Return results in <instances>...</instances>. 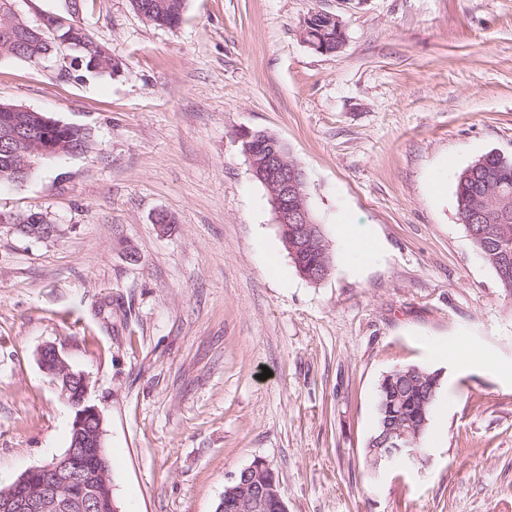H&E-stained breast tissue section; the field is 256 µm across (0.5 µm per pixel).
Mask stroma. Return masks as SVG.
Segmentation results:
<instances>
[{"mask_svg": "<svg viewBox=\"0 0 512 512\" xmlns=\"http://www.w3.org/2000/svg\"><path fill=\"white\" fill-rule=\"evenodd\" d=\"M311 11L340 17L339 52L303 43ZM79 19L118 70L0 57V102L92 136L0 185V487L69 446L52 345L104 415L118 512H215L257 459L288 512H512V296L454 195L512 156V0H187L174 28L83 0ZM242 127L304 169L323 281L296 271ZM34 212L51 237L19 230ZM454 341L476 355L437 356ZM406 365L440 374L425 454L373 469L377 385ZM348 225L349 224H345L343 234L345 247L354 252H358L365 259L370 258L372 253L371 240L365 234L351 229Z\"/></svg>", "mask_w": 512, "mask_h": 512, "instance_id": "35a3bbf8", "label": "stroma"}]
</instances>
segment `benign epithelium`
I'll return each instance as SVG.
<instances>
[{"label": "benign epithelium", "mask_w": 512, "mask_h": 512, "mask_svg": "<svg viewBox=\"0 0 512 512\" xmlns=\"http://www.w3.org/2000/svg\"><path fill=\"white\" fill-rule=\"evenodd\" d=\"M5 112L0 119V142L8 141L15 146L17 183L27 180L39 159L72 154L64 138H53V133L62 131L64 123L23 106L9 107ZM238 140L243 142L251 173L269 188L275 223L293 263L306 280H324L331 273V265L320 243L321 225L305 203L303 169L275 149L274 144L279 142L275 136L265 132L259 140L247 128L239 131ZM20 229L36 238H46L55 232L54 225L39 220L22 224ZM310 252L318 254V263L306 268L303 257ZM39 363L74 409L73 443L61 455L18 477L0 495V512H116L104 457V416L87 401V377L74 372L53 345L41 349ZM417 442L418 437L411 430L400 429L384 435L379 448L390 456L396 450L415 447ZM250 472L265 473L264 486L254 489L242 482L236 489L228 490L237 512H270L273 507L287 512L272 467L260 459L245 468V473Z\"/></svg>", "instance_id": "1"}]
</instances>
